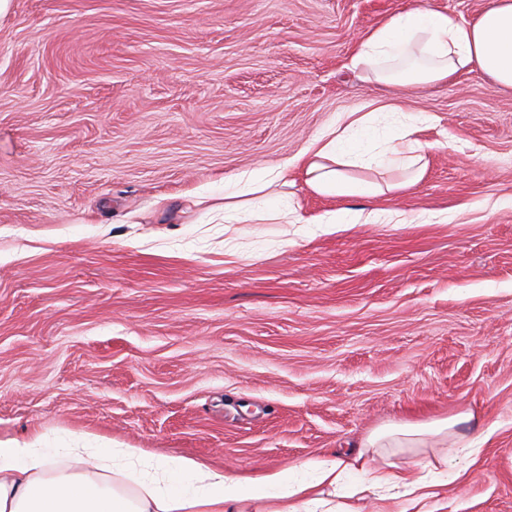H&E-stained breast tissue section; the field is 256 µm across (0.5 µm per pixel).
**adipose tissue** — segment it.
Segmentation results:
<instances>
[{
    "label": "adipose tissue",
    "mask_w": 512,
    "mask_h": 512,
    "mask_svg": "<svg viewBox=\"0 0 512 512\" xmlns=\"http://www.w3.org/2000/svg\"><path fill=\"white\" fill-rule=\"evenodd\" d=\"M366 81L404 89L441 83L477 68L495 84L512 87V0H490L477 20L437 10L432 0L393 14L363 38L350 62ZM427 113L397 104L340 112L292 161L264 172L246 170L224 181L223 202L212 205V224H251L306 218L288 195L271 196L301 174L312 193L326 198H373L408 191L424 178L432 142L416 133ZM416 217L383 209L337 208L315 216L323 231L352 224H410ZM458 419L395 424L369 435L355 453H330L245 477L232 466L152 453L83 434L0 438V512H362L337 506L358 489L390 500L428 499L430 490L463 484L458 459L470 448H445ZM442 447L437 460L420 456L415 467L429 480L372 466L373 455L391 458L422 448L428 438Z\"/></svg>",
    "instance_id": "obj_1"
}]
</instances>
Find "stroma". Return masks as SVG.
Here are the masks:
<instances>
[{"label":"stroma","mask_w":512,"mask_h":512,"mask_svg":"<svg viewBox=\"0 0 512 512\" xmlns=\"http://www.w3.org/2000/svg\"><path fill=\"white\" fill-rule=\"evenodd\" d=\"M416 0H11L0 16V436L255 476L474 413L436 512H512V88L349 68ZM407 98L440 142L377 207L441 224L167 223L156 201Z\"/></svg>","instance_id":"35a3bbf8"}]
</instances>
